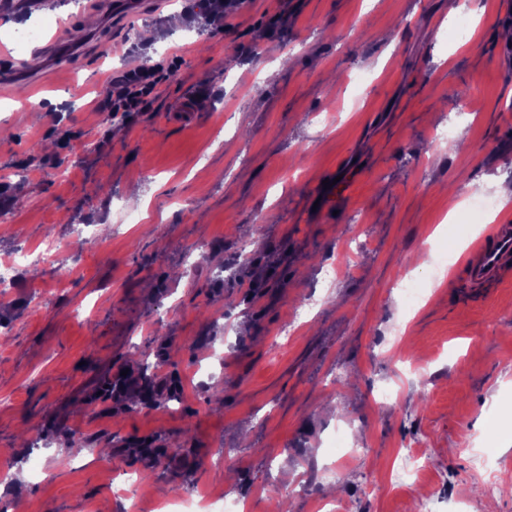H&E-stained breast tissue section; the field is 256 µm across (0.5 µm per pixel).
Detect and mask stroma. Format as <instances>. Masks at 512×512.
<instances>
[{
  "mask_svg": "<svg viewBox=\"0 0 512 512\" xmlns=\"http://www.w3.org/2000/svg\"><path fill=\"white\" fill-rule=\"evenodd\" d=\"M457 2L229 0L219 17L198 0H44L0 20V45L42 25L37 46H67L33 84L15 77L32 50L0 58V257L56 241L0 301V512H158V487L176 484L248 512H417L432 489L436 512H512V273L474 299L460 254L483 219L446 220L449 199L512 189V0L477 6L459 45ZM171 54L148 111H99L111 77ZM339 176L335 210L316 207ZM438 228L454 246L435 269ZM333 263L347 271L331 281ZM402 274L427 289L409 314ZM132 360L148 371L112 391ZM420 362L432 385L411 375ZM399 377L401 401L377 407L373 389ZM340 427L365 458L339 461ZM413 441L433 468L388 482ZM484 445L500 468L479 501ZM302 476L309 495L289 496Z\"/></svg>",
  "mask_w": 512,
  "mask_h": 512,
  "instance_id": "1",
  "label": "stroma"
}]
</instances>
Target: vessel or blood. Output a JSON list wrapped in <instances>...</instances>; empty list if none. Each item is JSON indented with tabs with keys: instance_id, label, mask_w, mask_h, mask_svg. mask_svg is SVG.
Returning a JSON list of instances; mask_svg holds the SVG:
<instances>
[{
	"instance_id": "1",
	"label": "vessel or blood",
	"mask_w": 512,
	"mask_h": 512,
	"mask_svg": "<svg viewBox=\"0 0 512 512\" xmlns=\"http://www.w3.org/2000/svg\"><path fill=\"white\" fill-rule=\"evenodd\" d=\"M463 266L469 288L485 295L498 288L506 269L512 268V223L496 221L467 253Z\"/></svg>"
}]
</instances>
